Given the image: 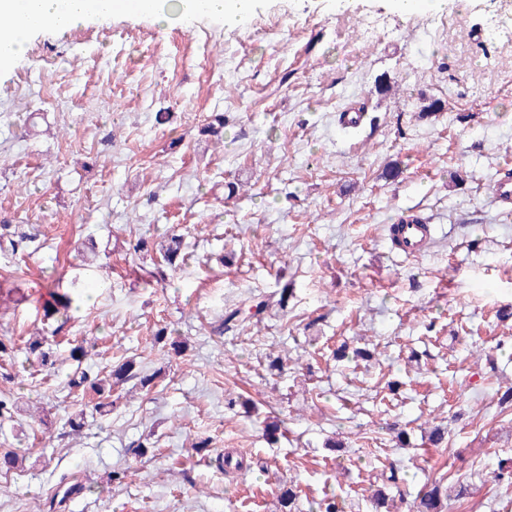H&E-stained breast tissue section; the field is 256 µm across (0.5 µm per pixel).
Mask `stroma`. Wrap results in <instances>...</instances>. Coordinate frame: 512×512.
<instances>
[{
  "instance_id": "obj_1",
  "label": "stroma",
  "mask_w": 512,
  "mask_h": 512,
  "mask_svg": "<svg viewBox=\"0 0 512 512\" xmlns=\"http://www.w3.org/2000/svg\"><path fill=\"white\" fill-rule=\"evenodd\" d=\"M496 8L447 0L436 31L389 0H259L234 29L115 15L30 34L0 70V221L33 236L0 248L15 343L0 394L22 406L0 425V455L22 460L0 470V512H281L286 484L298 512L331 497L372 512L380 486L407 512L399 492L443 473L462 491L445 512H512V482L491 479L512 457V209L491 193L512 172V42L490 32ZM214 112L219 140L201 132ZM406 212L434 226L416 259L387 239ZM159 266L165 282L140 286ZM57 282L74 308L47 319ZM285 283L286 308L215 332ZM38 331L58 370L27 360ZM85 341V366L129 361L151 384L114 388L74 437ZM230 452L246 473L225 474ZM65 475L81 490L53 503Z\"/></svg>"
}]
</instances>
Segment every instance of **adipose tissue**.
<instances>
[{"mask_svg": "<svg viewBox=\"0 0 512 512\" xmlns=\"http://www.w3.org/2000/svg\"><path fill=\"white\" fill-rule=\"evenodd\" d=\"M33 15L39 25L67 30L96 16L118 12V0H0V45L10 44L22 54L28 31L14 25L19 11ZM13 55L0 56V67L8 65Z\"/></svg>", "mask_w": 512, "mask_h": 512, "instance_id": "obj_1", "label": "adipose tissue"}]
</instances>
